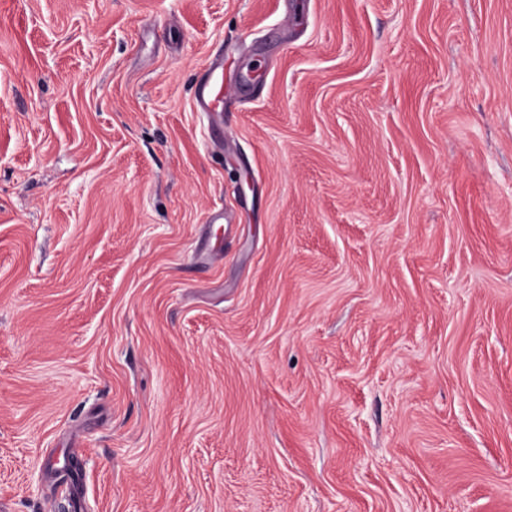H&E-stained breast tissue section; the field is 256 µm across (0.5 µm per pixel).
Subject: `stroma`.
<instances>
[{
	"instance_id": "35a3bbf8",
	"label": "stroma",
	"mask_w": 512,
	"mask_h": 512,
	"mask_svg": "<svg viewBox=\"0 0 512 512\" xmlns=\"http://www.w3.org/2000/svg\"><path fill=\"white\" fill-rule=\"evenodd\" d=\"M75 470L512 512V0H0V512ZM196 106L202 112L224 111V59L204 69L195 88Z\"/></svg>"
}]
</instances>
